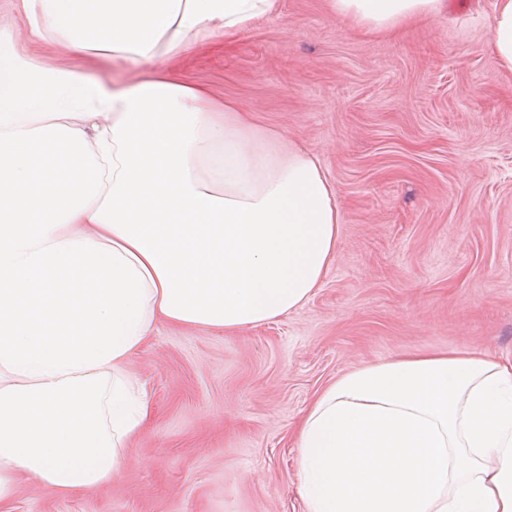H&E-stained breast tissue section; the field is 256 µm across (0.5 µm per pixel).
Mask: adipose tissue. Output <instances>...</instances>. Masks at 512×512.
Wrapping results in <instances>:
<instances>
[{"mask_svg":"<svg viewBox=\"0 0 512 512\" xmlns=\"http://www.w3.org/2000/svg\"><path fill=\"white\" fill-rule=\"evenodd\" d=\"M328 2L367 34L444 5ZM9 5L32 48L0 31V512L24 476L63 495L120 476L148 414L126 365L159 324L233 336L295 312L340 243L319 159L169 69L279 0ZM489 26L512 71V0ZM114 65L138 74L102 77ZM297 468L304 512H512V363L348 371L308 407Z\"/></svg>","mask_w":512,"mask_h":512,"instance_id":"1","label":"adipose tissue"}]
</instances>
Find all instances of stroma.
Segmentation results:
<instances>
[{"label": "stroma", "mask_w": 512, "mask_h": 512, "mask_svg": "<svg viewBox=\"0 0 512 512\" xmlns=\"http://www.w3.org/2000/svg\"><path fill=\"white\" fill-rule=\"evenodd\" d=\"M495 0L381 35L328 0L205 43L174 74L314 152L340 245L299 311L227 336L159 326L130 359L149 416L122 475L63 496L33 479L12 512H303L297 429L350 368L467 348L512 360V72L487 49Z\"/></svg>", "instance_id": "35a3bbf8"}]
</instances>
